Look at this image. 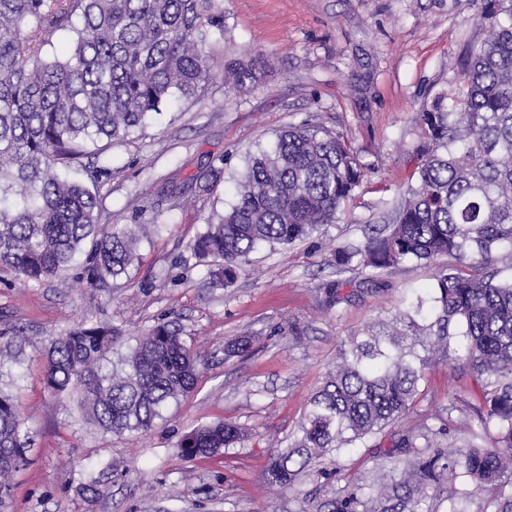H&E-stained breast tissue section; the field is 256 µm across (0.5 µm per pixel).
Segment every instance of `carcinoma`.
<instances>
[{
    "mask_svg": "<svg viewBox=\"0 0 512 512\" xmlns=\"http://www.w3.org/2000/svg\"><path fill=\"white\" fill-rule=\"evenodd\" d=\"M221 0H0V266L25 283L79 268L93 286L128 276L139 236L128 225L101 223L96 193L73 179L89 145L123 140L147 128L172 104L201 97L224 41ZM485 37L453 64L450 91L417 116L415 183L392 207L391 223L339 250L336 265L371 276L407 261L437 267L382 330L350 336L336 369L314 393L300 436L270 453V484L297 485L313 459L356 448L384 430L394 448L431 447L432 429L400 423L428 394L427 374L441 363L475 384L478 421L494 432L489 448L435 452L402 481L377 483L364 502H331L332 512H405L434 484L464 478L490 512H512V0H484ZM61 56H42L60 34ZM236 86L258 79L254 65L232 62ZM365 167L352 144L306 121L276 135L248 158L237 200L209 219L188 249L211 283L229 287L260 246L287 247L309 238L350 205ZM90 249H85V245ZM345 281L323 285L326 303ZM183 330L162 320L124 354L119 328L84 322L45 345V384L76 391L82 417L106 433L139 435L165 420L167 409L196 387L207 359L187 346ZM252 338L225 341L224 357L246 355ZM18 337L0 342V370L22 364ZM245 436L219 421L185 432L186 460L219 455ZM28 427L12 392L0 387V502L5 477L27 461ZM80 490L96 498L100 477Z\"/></svg>",
    "mask_w": 512,
    "mask_h": 512,
    "instance_id": "carcinoma-1",
    "label": "carcinoma"
}]
</instances>
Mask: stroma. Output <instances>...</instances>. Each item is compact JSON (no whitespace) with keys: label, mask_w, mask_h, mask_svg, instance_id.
<instances>
[{"label":"stroma","mask_w":512,"mask_h":512,"mask_svg":"<svg viewBox=\"0 0 512 512\" xmlns=\"http://www.w3.org/2000/svg\"><path fill=\"white\" fill-rule=\"evenodd\" d=\"M223 7L219 67L205 96L157 116L145 133L113 143L102 158L85 160L88 170L102 159L111 169L94 182L103 223L144 227L128 276L96 286L70 275L27 284L0 268V334L19 335L26 357L23 378H0V386L12 388L31 436L28 462L11 476L0 512H328V502L368 494L380 474L407 471L417 459L410 448L390 453L381 434L314 460L301 486L264 477L271 449L297 435L342 340L377 329L433 282L434 266L405 262L374 285L360 271L339 272L336 251L361 243L369 226L387 223L393 200L410 185L417 114L451 88L448 62L477 35L480 4L223 0ZM228 59L262 61L259 81L243 88L225 83L220 64ZM305 119L359 149L362 194L309 239L257 248L233 286L211 284L205 269L189 262V243L212 211L235 202L247 154ZM196 175L210 191L171 196V186ZM339 278L352 281L355 295L331 308L321 285ZM162 318L178 321L208 367L154 430L103 433L81 417L74 394L45 387L47 337L88 320L121 328L130 346ZM294 325L304 331L301 340L287 336ZM243 335L253 339L250 353L225 359V340ZM429 389L403 428L424 419L438 425L452 400L454 423L435 438V449L455 452L466 429L489 443L469 377L449 376L442 365L431 371ZM217 419L242 425L245 439L220 456L181 459L180 435ZM94 464L105 468L106 491L88 499L78 484Z\"/></svg>","instance_id":"obj_1"}]
</instances>
